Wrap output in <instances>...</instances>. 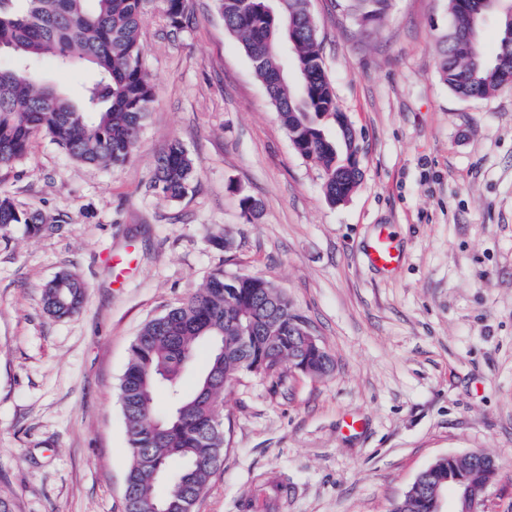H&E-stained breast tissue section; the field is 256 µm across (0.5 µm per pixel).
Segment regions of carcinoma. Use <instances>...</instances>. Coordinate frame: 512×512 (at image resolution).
I'll return each mask as SVG.
<instances>
[{"label":"carcinoma","mask_w":512,"mask_h":512,"mask_svg":"<svg viewBox=\"0 0 512 512\" xmlns=\"http://www.w3.org/2000/svg\"><path fill=\"white\" fill-rule=\"evenodd\" d=\"M153 0H0V51L10 63L0 66V167L25 158L40 132L72 160L101 168L129 162L138 146L143 123L155 98L144 66L141 30ZM309 0H218L224 26L242 45L254 73L266 90L287 135L302 157L323 172L322 189L334 205L357 189L361 172L344 168L351 145L325 129L336 122L339 108L326 74L321 40ZM475 0H447L450 29L442 37L440 79L462 99L485 98L512 85V0H482L483 16L497 26L499 51L486 58L479 47L484 21L470 22ZM173 29L183 28L187 0H161ZM390 0H342L346 19L363 34L385 18ZM50 58L60 69L81 61L90 64L83 91L76 100L44 85L37 66ZM199 165L174 140L157 156L151 188L163 202H177L195 191ZM21 226L30 236L54 228L38 211L20 210L0 196V232ZM87 284L62 272L46 285L43 307L52 317L78 313ZM305 320L284 290L271 280L244 275L230 282L224 271L212 272L181 304L149 320L130 347L119 385V400L131 448L126 478L125 512H194L211 475L223 462L228 446L224 423L216 413L223 404L225 379L255 373L271 387L281 386L292 358L322 371L331 355L300 333ZM250 329L244 348L235 340ZM208 359L197 390L183 391L180 377L199 348ZM165 391L167 407L156 398ZM181 460L180 470L161 497L154 493V472ZM498 466L475 457L436 460L418 475L392 512H436L431 486L454 489L458 476L473 491L488 485Z\"/></svg>","instance_id":"obj_1"}]
</instances>
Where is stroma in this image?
<instances>
[{"label": "stroma", "instance_id": "obj_1", "mask_svg": "<svg viewBox=\"0 0 512 512\" xmlns=\"http://www.w3.org/2000/svg\"><path fill=\"white\" fill-rule=\"evenodd\" d=\"M336 101L358 137L359 188L329 204L293 148L215 0L160 7L142 29L156 87L134 158L76 163L44 136L0 168V194L54 232L0 234V499L11 512H124L130 463L118 386L141 326L217 269L282 287L334 370L279 388L250 374L217 413L230 444L195 512H391L437 458L484 451L499 470L482 512H512V88L477 100L438 74L446 0H392L362 35L309 0ZM179 140L197 189L160 201L154 158ZM250 196L262 210L243 216ZM389 227L397 268L365 250ZM225 234L228 247L212 242ZM116 265H108V258ZM87 284L79 313L48 316L61 271ZM361 421L345 433L344 417ZM162 12L173 29L183 28L186 21V3L187 0H161Z\"/></svg>", "mask_w": 512, "mask_h": 512}]
</instances>
